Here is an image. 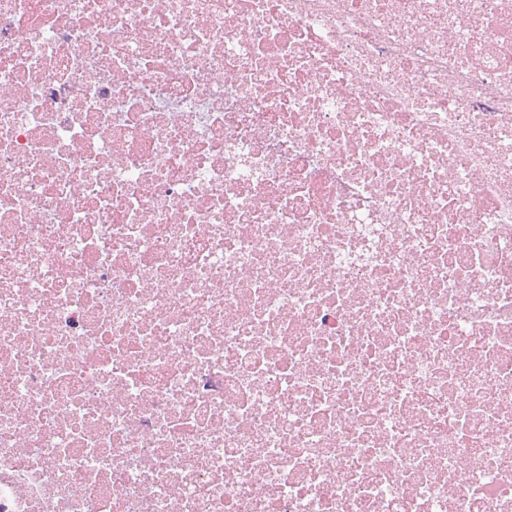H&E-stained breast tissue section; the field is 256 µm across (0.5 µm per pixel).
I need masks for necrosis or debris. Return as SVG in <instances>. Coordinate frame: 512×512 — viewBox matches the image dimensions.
<instances>
[{
  "label": "necrosis or debris",
  "mask_w": 512,
  "mask_h": 512,
  "mask_svg": "<svg viewBox=\"0 0 512 512\" xmlns=\"http://www.w3.org/2000/svg\"><path fill=\"white\" fill-rule=\"evenodd\" d=\"M0 512H512V0H0Z\"/></svg>",
  "instance_id": "1"
}]
</instances>
